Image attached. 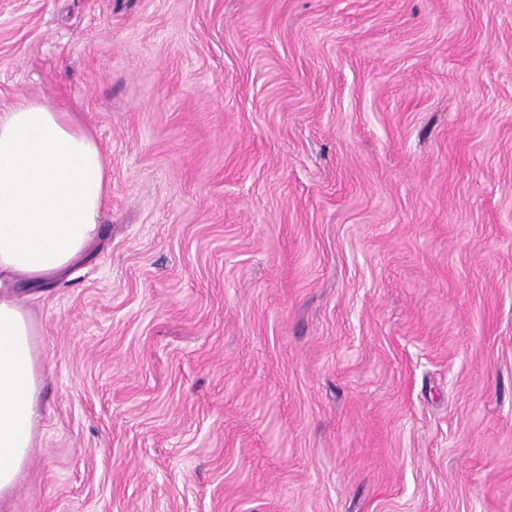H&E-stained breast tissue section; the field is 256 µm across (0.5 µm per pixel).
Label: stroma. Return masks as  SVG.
<instances>
[{"label": "stroma", "mask_w": 512, "mask_h": 512, "mask_svg": "<svg viewBox=\"0 0 512 512\" xmlns=\"http://www.w3.org/2000/svg\"><path fill=\"white\" fill-rule=\"evenodd\" d=\"M23 99L112 172L0 512H512V0H0Z\"/></svg>", "instance_id": "1"}]
</instances>
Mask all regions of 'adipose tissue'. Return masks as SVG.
Segmentation results:
<instances>
[{
	"label": "adipose tissue",
	"instance_id": "1",
	"mask_svg": "<svg viewBox=\"0 0 512 512\" xmlns=\"http://www.w3.org/2000/svg\"><path fill=\"white\" fill-rule=\"evenodd\" d=\"M110 162L69 113L22 100L0 118V500L34 446L36 329L13 290L61 277L101 230Z\"/></svg>",
	"mask_w": 512,
	"mask_h": 512
}]
</instances>
